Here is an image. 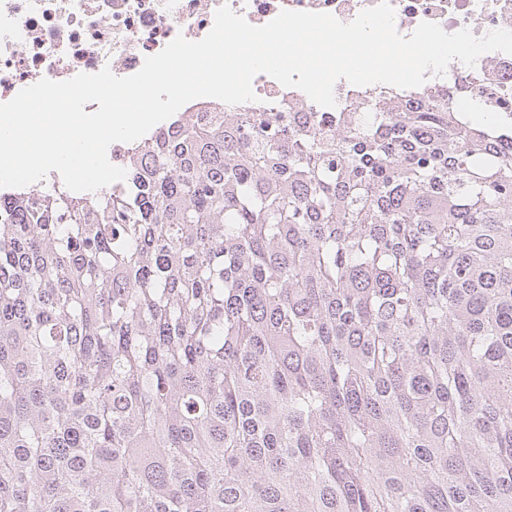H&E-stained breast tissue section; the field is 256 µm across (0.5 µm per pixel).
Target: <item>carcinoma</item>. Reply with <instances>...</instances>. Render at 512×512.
<instances>
[{"label":"carcinoma","instance_id":"carcinoma-1","mask_svg":"<svg viewBox=\"0 0 512 512\" xmlns=\"http://www.w3.org/2000/svg\"><path fill=\"white\" fill-rule=\"evenodd\" d=\"M353 108L0 201V512H512V145Z\"/></svg>","mask_w":512,"mask_h":512}]
</instances>
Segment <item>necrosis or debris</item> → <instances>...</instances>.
<instances>
[{
	"label": "necrosis or debris",
	"instance_id": "1",
	"mask_svg": "<svg viewBox=\"0 0 512 512\" xmlns=\"http://www.w3.org/2000/svg\"><path fill=\"white\" fill-rule=\"evenodd\" d=\"M379 0H0V103L41 78L63 81L79 73L110 68L125 77L136 73L145 57L161 52L176 35L191 41L211 30L223 5L249 23L263 25L280 11L326 12L353 21ZM402 36L424 21L449 33L469 29L475 36L512 30V0H389ZM426 95L404 93L409 107H430L453 96L478 102L493 121H512V55H481L475 66L454 61L445 75H429ZM256 101L243 112L285 116L303 129H336L339 113L358 98L386 96L387 85L356 87L346 80L334 86L336 107L325 108L296 88L283 87L266 74L253 80Z\"/></svg>",
	"mask_w": 512,
	"mask_h": 512
}]
</instances>
